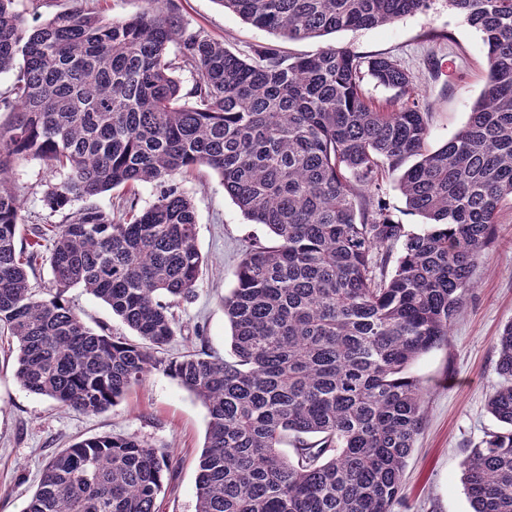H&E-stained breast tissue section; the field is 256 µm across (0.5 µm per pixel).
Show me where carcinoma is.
I'll return each instance as SVG.
<instances>
[{"label": "carcinoma", "mask_w": 512, "mask_h": 512, "mask_svg": "<svg viewBox=\"0 0 512 512\" xmlns=\"http://www.w3.org/2000/svg\"><path fill=\"white\" fill-rule=\"evenodd\" d=\"M33 20L0 0V343L14 376L59 407L97 416L161 370L209 422L196 512H392L424 418L408 370L449 326L512 206V0H448L484 35L488 75L464 127L427 148L429 109L389 56L325 46L292 56L265 44L242 58L190 29L175 0L129 18L71 7ZM246 22L302 41L386 26L431 0H217ZM198 80L182 90L176 73ZM396 91L381 109L362 82ZM66 172L43 203L58 224L20 235L14 167ZM215 171L270 239L252 245L223 298L233 359L157 356L177 335L171 308L195 297L205 264L178 177ZM394 178L418 232L380 204ZM153 204L137 208L136 188ZM125 188L115 210L94 199ZM398 250L396 269L386 266ZM46 263L48 296L30 287ZM81 285L139 337L98 333L70 307ZM501 424L471 449L472 512H512V321L498 340ZM292 443L293 455L282 452ZM168 448L99 434L48 457L24 512H158Z\"/></svg>", "instance_id": "1"}]
</instances>
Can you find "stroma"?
<instances>
[{
	"label": "stroma",
	"mask_w": 512,
	"mask_h": 512,
	"mask_svg": "<svg viewBox=\"0 0 512 512\" xmlns=\"http://www.w3.org/2000/svg\"><path fill=\"white\" fill-rule=\"evenodd\" d=\"M178 5L187 26L223 40L234 53L246 55L277 40L224 9L218 0H178ZM326 45L344 46L363 57L387 55L409 71L416 92L432 112L428 146L433 150L465 125L486 83L483 35L448 0H432L428 10L387 26L288 41L284 48L307 54ZM64 179L39 159L21 161L14 168L11 180L21 190L25 227L60 222V215L50 214L42 197L49 186ZM180 185L194 203L197 244L207 264L195 298L174 310L181 331L165 354L177 357L201 343L211 355L224 358L231 353V328L222 299L236 284L246 246L265 238L268 230L244 216L213 171L201 169L181 178ZM473 282L447 341L410 369L423 387L424 424L406 461L404 500L393 512H472L462 484L463 462L486 432L499 427L486 402L501 381L497 338L512 321L511 208L501 212L497 237L475 269ZM66 297L93 330L130 336V329L111 309L84 288L71 287ZM13 369V353L1 348L0 512H23L53 452L104 433L169 446L175 471L158 499L159 512H195L196 465L208 413L177 380L154 372L116 406L87 417L27 391L15 380Z\"/></svg>",
	"instance_id": "obj_1"
}]
</instances>
